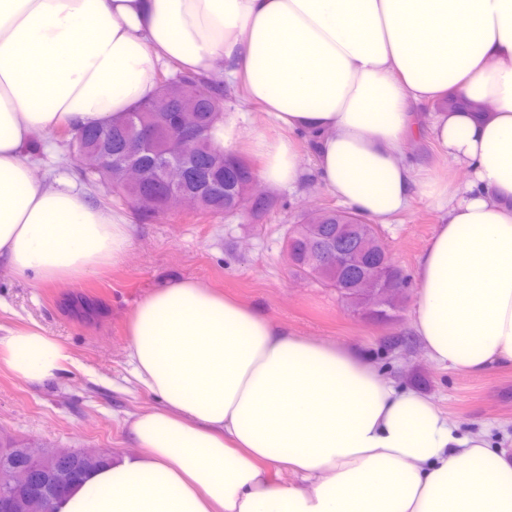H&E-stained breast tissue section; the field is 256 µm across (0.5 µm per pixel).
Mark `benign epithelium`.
I'll return each instance as SVG.
<instances>
[{
	"label": "benign epithelium",
	"instance_id": "7a95c632",
	"mask_svg": "<svg viewBox=\"0 0 512 512\" xmlns=\"http://www.w3.org/2000/svg\"><path fill=\"white\" fill-rule=\"evenodd\" d=\"M186 85L177 80H163L156 96L137 106L136 111L153 113L161 122L151 124L141 120L137 148L124 153L115 160L117 184L140 205L162 203L165 211L191 209L198 211L204 206L203 196L185 189L184 184L195 152V136L170 138L164 132V121L172 112H185ZM143 149L155 152L159 161L156 171L145 169L137 159ZM259 177L253 167L240 191L235 195L234 211H248L257 201L267 197L257 191ZM329 210L325 207L304 213L306 223L295 225L298 237L304 239L312 252L314 274L336 278V288H341L345 274L358 276V287L362 288L359 307L368 314L380 315V308L400 307L398 267L391 261L366 260V254L380 242L371 224H351L344 230L330 232L323 220ZM13 485L22 493L0 498V512H47V503L42 485L46 477L37 476V468L22 467L12 474Z\"/></svg>",
	"mask_w": 512,
	"mask_h": 512
}]
</instances>
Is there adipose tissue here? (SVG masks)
<instances>
[{"mask_svg": "<svg viewBox=\"0 0 512 512\" xmlns=\"http://www.w3.org/2000/svg\"><path fill=\"white\" fill-rule=\"evenodd\" d=\"M220 73L267 118L240 133L262 178L295 187L296 141L324 188L387 224L441 222L416 267L412 325L436 366L512 365V0H0V259L38 283L123 261L125 216L33 175L32 141L98 127L169 64ZM455 95L463 107L440 103ZM469 177L409 158L416 137ZM127 361L156 406L137 452L86 473L54 512H512V453L395 385L355 347L313 341L195 280L141 299ZM0 359L28 383L73 358L37 323Z\"/></svg>", "mask_w": 512, "mask_h": 512, "instance_id": "1", "label": "adipose tissue"}]
</instances>
